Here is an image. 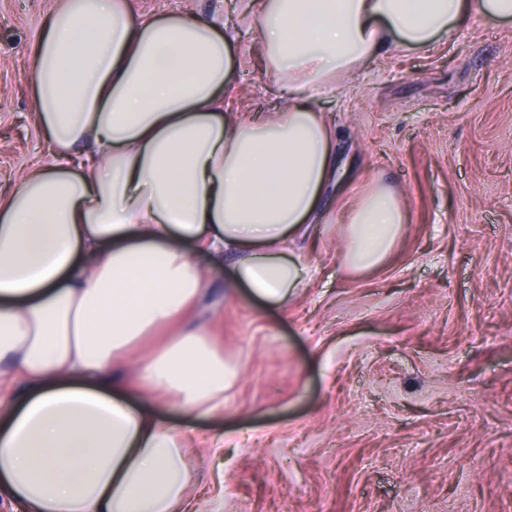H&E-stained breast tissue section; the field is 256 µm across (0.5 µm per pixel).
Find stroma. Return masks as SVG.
Masks as SVG:
<instances>
[{"label": "stroma", "mask_w": 512, "mask_h": 512, "mask_svg": "<svg viewBox=\"0 0 512 512\" xmlns=\"http://www.w3.org/2000/svg\"><path fill=\"white\" fill-rule=\"evenodd\" d=\"M224 23L233 111L285 105L244 0H132ZM59 0H0V197L48 156L26 75ZM339 173L289 250L310 278L266 307L209 268L184 316L239 366L223 414L189 427V512H512V23L471 19L389 50L318 98ZM381 182L407 224L379 269L342 265L343 221Z\"/></svg>", "instance_id": "35a3bbf8"}]
</instances>
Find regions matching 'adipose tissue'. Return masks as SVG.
Segmentation results:
<instances>
[{
  "label": "adipose tissue",
  "mask_w": 512,
  "mask_h": 512,
  "mask_svg": "<svg viewBox=\"0 0 512 512\" xmlns=\"http://www.w3.org/2000/svg\"><path fill=\"white\" fill-rule=\"evenodd\" d=\"M512 21V0H259L265 72L288 104L224 109L236 61L216 20L64 0L32 49L48 163L0 201V498L24 512H182L186 432L162 409L224 411L238 377L207 334L177 328L203 264L286 304L309 271L288 243L325 215L335 133L318 97L388 48L452 39L469 18ZM406 222L373 184L345 221L343 264L384 265ZM176 332L116 368L149 335ZM155 396L143 406L135 394Z\"/></svg>",
  "instance_id": "1"
}]
</instances>
